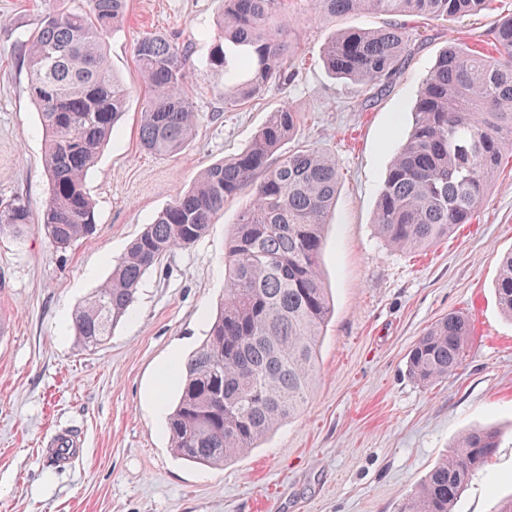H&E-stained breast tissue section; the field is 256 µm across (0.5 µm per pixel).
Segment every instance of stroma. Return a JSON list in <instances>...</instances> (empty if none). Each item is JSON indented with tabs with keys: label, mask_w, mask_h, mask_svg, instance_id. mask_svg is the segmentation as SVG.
<instances>
[{
	"label": "stroma",
	"mask_w": 512,
	"mask_h": 512,
	"mask_svg": "<svg viewBox=\"0 0 512 512\" xmlns=\"http://www.w3.org/2000/svg\"><path fill=\"white\" fill-rule=\"evenodd\" d=\"M87 6L0 0V200L23 197L36 215L49 185L43 129L24 91L22 41L48 13ZM223 7L222 0H129L124 23L107 38L127 107L86 177L96 234L64 253L35 230L0 234V512H398L453 440L481 425L495 426L500 444L455 512H496L512 498V319L494 293L500 260L512 252V162L473 223L425 250L389 249L373 221L429 67L448 42L491 39L512 0L430 23L391 87L371 99L358 83L331 75L320 52L343 25L375 28L382 16L319 18L311 0H294L295 83L232 112L224 109L223 73L205 63ZM148 34L193 42L187 89L198 123L175 154H149L139 144L145 88L133 50ZM285 104L300 114L285 149L327 151L341 171L320 256L332 311L298 416L259 448L203 466L172 452L157 411L170 409L182 386L167 378L168 363L201 344L224 297V248L244 198L226 203L204 236L146 273L106 345L79 343L71 317L177 192L240 153L268 112ZM452 311L471 321L462 365L441 382L418 383L406 370L409 349ZM66 434L83 448L62 467L49 448Z\"/></svg>",
	"instance_id": "1"
}]
</instances>
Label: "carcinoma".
I'll return each mask as SVG.
<instances>
[{
	"label": "carcinoma",
	"instance_id": "obj_1",
	"mask_svg": "<svg viewBox=\"0 0 512 512\" xmlns=\"http://www.w3.org/2000/svg\"><path fill=\"white\" fill-rule=\"evenodd\" d=\"M486 2L313 0L320 17L391 18L380 28L334 35L322 48V62L366 93L381 89L409 62L413 42L422 37L406 19L474 15ZM125 7L126 0H88L86 10L48 14L25 41L27 91L45 134L49 197L35 225L22 197L1 203L0 234L17 237L36 228L60 252L94 234L85 178L128 95L112 72L103 35L123 22ZM219 25L222 39L208 64L224 74L225 109L295 78L288 67V0H224ZM188 53V45L152 35L134 47L146 89L140 145L150 154L176 153L195 132L197 113L186 91ZM412 114L374 220L377 237L399 250L429 247L472 223L503 156L512 157V16L498 24L487 49L449 42L422 80ZM298 122L288 105L269 112L242 152L209 166L176 194L72 317L80 343L104 344L129 316L145 273L195 243L228 200L251 189L226 247L224 302L182 366L181 392L167 417L170 448L189 462L222 466L258 447L294 418L310 392L331 312L319 259L340 172L336 158L317 148L280 153ZM495 293L512 317V253L501 259ZM469 333L466 316L439 318L408 353L410 377L432 385L455 374ZM498 443L492 427L468 430L399 512H453Z\"/></svg>",
	"mask_w": 512,
	"mask_h": 512
}]
</instances>
